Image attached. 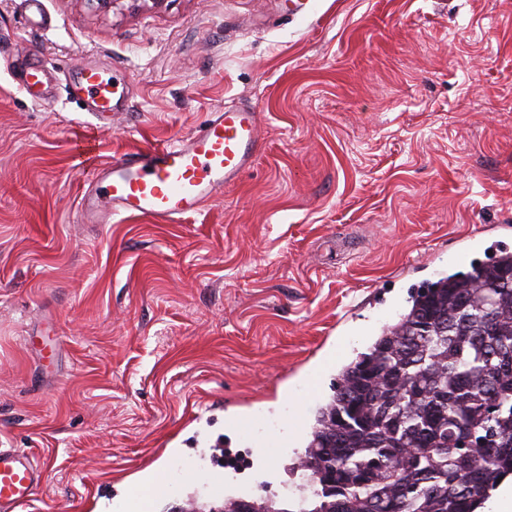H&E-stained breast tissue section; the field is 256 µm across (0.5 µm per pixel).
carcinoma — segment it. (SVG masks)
I'll return each mask as SVG.
<instances>
[{
    "instance_id": "carcinoma-1",
    "label": "carcinoma",
    "mask_w": 512,
    "mask_h": 512,
    "mask_svg": "<svg viewBox=\"0 0 512 512\" xmlns=\"http://www.w3.org/2000/svg\"><path fill=\"white\" fill-rule=\"evenodd\" d=\"M296 468L318 486L297 512H477L512 475V252L418 292L342 365ZM224 512L292 510L257 496Z\"/></svg>"
}]
</instances>
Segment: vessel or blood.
Here are the masks:
<instances>
[{"mask_svg":"<svg viewBox=\"0 0 512 512\" xmlns=\"http://www.w3.org/2000/svg\"><path fill=\"white\" fill-rule=\"evenodd\" d=\"M46 69L31 65L24 88L36 103H47L41 87ZM90 122L73 140L74 157L98 177L94 192L79 202V220L109 222L112 216L148 218L174 224L218 197L251 168L263 147L262 120L254 107L229 102L210 113L203 128L175 143L126 153L105 166L99 162L97 133L124 97L120 78L93 67L77 72L71 87ZM44 481L39 461L24 448H0V512H20Z\"/></svg>","mask_w":512,"mask_h":512,"instance_id":"vessel-or-blood-1","label":"vessel or blood"}]
</instances>
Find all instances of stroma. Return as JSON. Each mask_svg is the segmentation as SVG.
I'll return each instance as SVG.
<instances>
[{"label": "stroma", "instance_id": "1", "mask_svg": "<svg viewBox=\"0 0 512 512\" xmlns=\"http://www.w3.org/2000/svg\"><path fill=\"white\" fill-rule=\"evenodd\" d=\"M43 4L35 28L0 0V447L47 464L23 512H107L183 448L242 459L225 495L297 504L340 366L411 289L512 251V0ZM88 64L125 88L101 162L230 101L260 112V155L181 223L77 222ZM46 78L47 71L40 64H33L26 71L23 87L36 103L45 104L51 101V98L41 93Z\"/></svg>", "mask_w": 512, "mask_h": 512}]
</instances>
